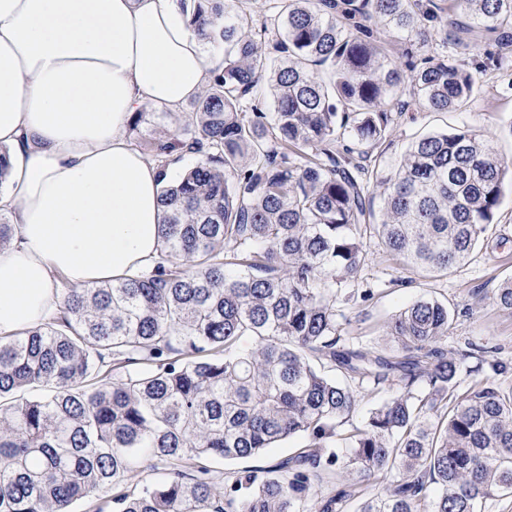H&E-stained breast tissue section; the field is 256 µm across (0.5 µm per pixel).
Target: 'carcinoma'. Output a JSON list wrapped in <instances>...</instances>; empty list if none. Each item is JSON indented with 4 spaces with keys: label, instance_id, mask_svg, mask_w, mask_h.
<instances>
[{
    "label": "carcinoma",
    "instance_id": "carcinoma-1",
    "mask_svg": "<svg viewBox=\"0 0 512 512\" xmlns=\"http://www.w3.org/2000/svg\"><path fill=\"white\" fill-rule=\"evenodd\" d=\"M246 4L192 0L190 24L224 64L185 132L156 145L163 165L198 156L161 189L158 256L62 289L41 326L0 337V512H347L356 483L309 495L330 467L398 471L357 512H485L512 497V387L459 388L448 305L421 298L391 318L398 356L339 345L342 308L372 295L349 290L367 235L378 262L443 276L495 224L509 162L494 138L425 135L385 175L364 146L382 145L407 97L466 107L484 68L469 58H512V0H272L254 28ZM450 26L458 59L433 45ZM267 91L270 113L255 105ZM493 301L512 312V280ZM335 371L403 383L343 456L326 448L359 394ZM297 435L295 461L226 482L212 469ZM138 460L153 474L142 484Z\"/></svg>",
    "mask_w": 512,
    "mask_h": 512
}]
</instances>
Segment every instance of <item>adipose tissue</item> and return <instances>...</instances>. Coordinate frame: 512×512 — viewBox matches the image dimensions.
Returning a JSON list of instances; mask_svg holds the SVG:
<instances>
[{
    "mask_svg": "<svg viewBox=\"0 0 512 512\" xmlns=\"http://www.w3.org/2000/svg\"><path fill=\"white\" fill-rule=\"evenodd\" d=\"M182 0H0V336L43 323L59 283L117 278L157 255L168 168L136 112L197 98L223 59Z\"/></svg>",
    "mask_w": 512,
    "mask_h": 512,
    "instance_id": "ef3b65f1",
    "label": "adipose tissue"
}]
</instances>
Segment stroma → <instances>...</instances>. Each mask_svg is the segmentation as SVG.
I'll return each mask as SVG.
<instances>
[{
    "mask_svg": "<svg viewBox=\"0 0 512 512\" xmlns=\"http://www.w3.org/2000/svg\"><path fill=\"white\" fill-rule=\"evenodd\" d=\"M478 91L461 112H429L412 103L399 114L382 147L381 165L390 168L415 137L430 131L472 130L494 136L503 158L512 157V75L487 70L477 77ZM512 278V181L504 195L496 222L487 239L470 258L448 276L432 278L411 267L365 265L356 288H370L374 296L348 306L341 335L380 350H388L386 324L392 315L420 296L447 302L453 316V333L445 347L459 357L467 344L485 347L483 361L460 359V381L490 375L499 360L512 367V313L492 301L496 288Z\"/></svg>",
    "mask_w": 512,
    "mask_h": 512,
    "instance_id": "1",
    "label": "stroma"
}]
</instances>
